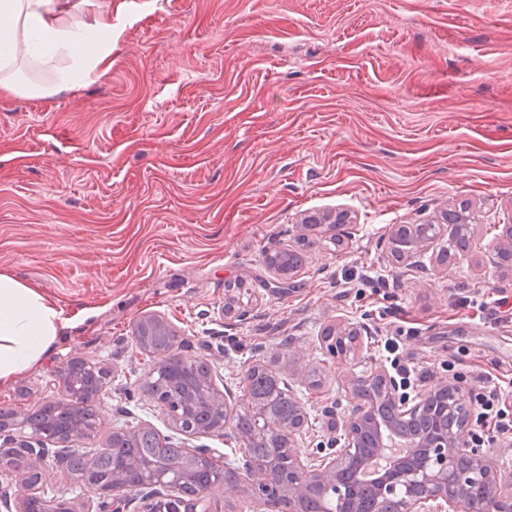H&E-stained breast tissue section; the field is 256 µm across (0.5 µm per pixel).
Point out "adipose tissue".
<instances>
[{"label": "adipose tissue", "mask_w": 512, "mask_h": 512, "mask_svg": "<svg viewBox=\"0 0 512 512\" xmlns=\"http://www.w3.org/2000/svg\"><path fill=\"white\" fill-rule=\"evenodd\" d=\"M0 0V87L50 94L102 75L112 61V0ZM61 309L37 287L0 275V385L49 357Z\"/></svg>", "instance_id": "adipose-tissue-1"}]
</instances>
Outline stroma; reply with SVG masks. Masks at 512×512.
Instances as JSON below:
<instances>
[{"label": "stroma", "mask_w": 512, "mask_h": 512, "mask_svg": "<svg viewBox=\"0 0 512 512\" xmlns=\"http://www.w3.org/2000/svg\"><path fill=\"white\" fill-rule=\"evenodd\" d=\"M461 199L477 232L459 263L438 264L437 240L394 261L395 228L438 223ZM340 211L341 228L303 225ZM506 224L512 0H122L103 75L45 96L0 89V274L64 316L51 355L0 386V409L62 398L50 375L82 357L112 370L86 453L145 426L185 444L144 391L156 357L132 339L158 315L233 401L250 366L278 372L306 416L301 450L316 452L344 436L348 387L395 333L416 390L512 379L497 305L512 304V272L490 258ZM307 236L293 277L266 265ZM333 324L369 337L336 357L320 336ZM42 469L46 496L90 499L65 462Z\"/></svg>", "instance_id": "35a3bbf8"}]
</instances>
